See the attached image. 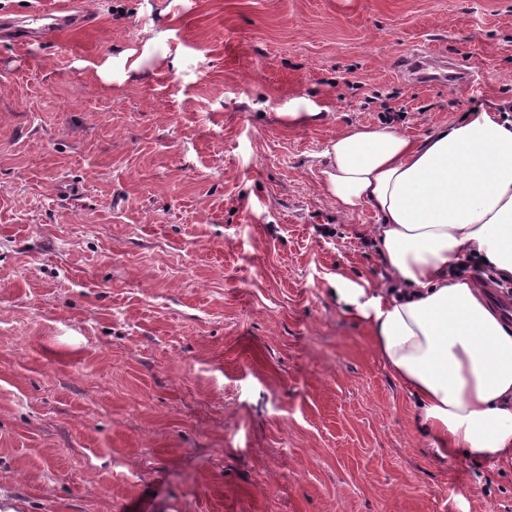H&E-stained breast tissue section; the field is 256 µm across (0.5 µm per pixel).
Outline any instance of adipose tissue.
<instances>
[{"label":"adipose tissue","instance_id":"ef3b65f1","mask_svg":"<svg viewBox=\"0 0 512 512\" xmlns=\"http://www.w3.org/2000/svg\"><path fill=\"white\" fill-rule=\"evenodd\" d=\"M318 159L338 208L374 212L394 280L343 286L338 301L369 322L437 454L512 464V315L488 286L452 275L475 256L512 279V112H468L418 141L359 126Z\"/></svg>","mask_w":512,"mask_h":512}]
</instances>
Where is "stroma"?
<instances>
[{"mask_svg": "<svg viewBox=\"0 0 512 512\" xmlns=\"http://www.w3.org/2000/svg\"><path fill=\"white\" fill-rule=\"evenodd\" d=\"M81 2L0 38V512H512L338 303L389 271L317 174L511 102L512 0ZM418 49L472 87L401 78ZM67 12V7H60L56 11L57 14H30L28 12L25 18L28 21L39 23L38 29L41 37H56L81 23L72 14H65Z\"/></svg>", "mask_w": 512, "mask_h": 512, "instance_id": "obj_1", "label": "stroma"}]
</instances>
